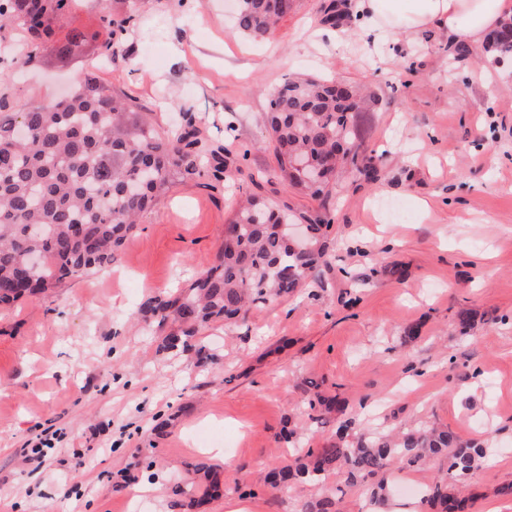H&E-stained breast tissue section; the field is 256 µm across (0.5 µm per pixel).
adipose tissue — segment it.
<instances>
[{"label":"adipose tissue","instance_id":"adipose-tissue-1","mask_svg":"<svg viewBox=\"0 0 512 512\" xmlns=\"http://www.w3.org/2000/svg\"><path fill=\"white\" fill-rule=\"evenodd\" d=\"M351 0L349 10L362 20L359 36L379 31L393 35L417 33L424 28L445 32L453 43L477 44L487 32L512 17V0Z\"/></svg>","mask_w":512,"mask_h":512}]
</instances>
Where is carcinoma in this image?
I'll list each match as a JSON object with an SVG mask.
<instances>
[{"instance_id": "carcinoma-1", "label": "carcinoma", "mask_w": 512, "mask_h": 512, "mask_svg": "<svg viewBox=\"0 0 512 512\" xmlns=\"http://www.w3.org/2000/svg\"><path fill=\"white\" fill-rule=\"evenodd\" d=\"M239 32L254 41L273 36L277 23L295 8V0H233ZM77 0H0V33L19 30L26 46L17 63L33 65L44 50L59 62L100 37L101 31L123 29L129 19L101 18V29L57 24L72 13ZM486 53L512 56V18L491 35ZM364 109L356 88L312 76L289 79L272 94L266 131L279 173L288 187L304 188L323 200L336 184V154H359L355 118ZM160 132L133 112L127 99L93 74L72 91L47 104L10 106L0 97V305L59 287L68 278L87 276L112 264L137 227L177 182L190 175L224 177V157L204 151L188 130ZM299 155L323 156L324 168L312 185H302L293 167ZM311 222L306 247L285 245L280 227ZM324 216L314 219L249 198L224 224L235 247H219L217 262L187 288L158 296L150 311L160 322L176 325L163 339L166 350L185 352L205 346L193 343L198 329L210 322H232L251 306L281 299L301 287L325 256ZM352 422L336 427L337 441L326 448H300L292 460L271 470L267 482L288 490L301 484H323L339 470L350 482L373 475L393 460L423 462L448 457V480L427 487L428 500L442 512H464L469 499L454 487L471 478L492 452L488 442L463 438L426 424L390 434L367 429L350 436ZM205 495L219 494L224 483L206 465ZM333 497L306 501L301 512H337Z\"/></svg>"}]
</instances>
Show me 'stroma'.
<instances>
[{
	"instance_id": "obj_1",
	"label": "stroma",
	"mask_w": 512,
	"mask_h": 512,
	"mask_svg": "<svg viewBox=\"0 0 512 512\" xmlns=\"http://www.w3.org/2000/svg\"><path fill=\"white\" fill-rule=\"evenodd\" d=\"M330 0H296L274 35H240L228 0H82L70 25L101 11L131 14L125 52L103 63L91 42L65 64L44 53L25 81L0 84L10 102L44 104L91 73L160 129L192 120L223 150V181L190 176L145 213L112 265L0 308V512H183L170 489L195 464L255 512H298L313 485L270 489L292 450L284 426L307 418L318 387L346 403L308 444L327 446L341 418L408 428L421 420L490 439L470 485L469 512H512V69L483 45L449 48L429 29L397 40L325 34ZM491 70V89L471 85ZM360 86L362 148L328 200L285 189L268 142L270 92L289 78ZM334 218L329 261L294 295L236 322L202 329L214 360L160 344L148 303L188 287L216 260L239 196ZM399 205L402 220L379 209ZM471 318L461 326L460 312ZM401 463L349 484L340 512H437L396 489ZM386 483L383 501L370 498Z\"/></svg>"
}]
</instances>
